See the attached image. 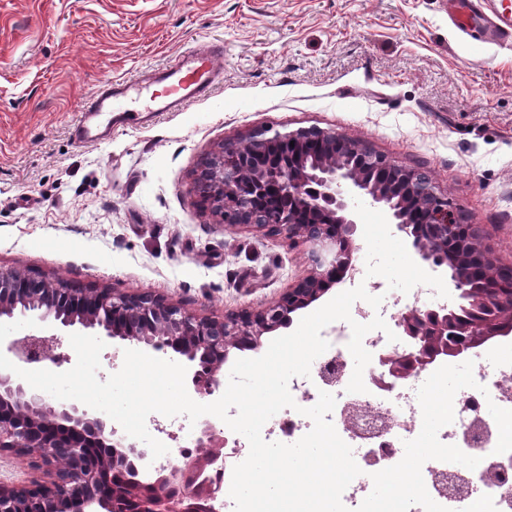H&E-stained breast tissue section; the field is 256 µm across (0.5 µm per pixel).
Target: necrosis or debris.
I'll list each match as a JSON object with an SVG mask.
<instances>
[{"instance_id": "4bbe7bcc", "label": "necrosis or debris", "mask_w": 512, "mask_h": 512, "mask_svg": "<svg viewBox=\"0 0 512 512\" xmlns=\"http://www.w3.org/2000/svg\"><path fill=\"white\" fill-rule=\"evenodd\" d=\"M351 316V322L367 323L374 314L359 307ZM351 322L343 321L323 331L329 348L319 357L315 377L316 384L333 388L336 404L326 419L350 447L356 448L355 460L368 475L367 480L352 481L344 499L358 504V512H390L387 503L374 501L371 484L381 474L380 463L401 460L407 441L415 439L430 443L435 453L413 463V477L421 493L404 512H468L475 502L481 504L482 512H512V430L487 415L492 400L512 412V396L503 394L498 386L501 379L512 377V365L476 373L452 403L439 405V426L429 434L415 426L418 376L402 383H386L372 362L363 373L365 392H347L352 376L347 348ZM289 390L296 406L283 409L276 420L263 426L265 441L292 444L311 429L306 416L299 412L312 399L307 383L292 384ZM363 404L370 405V413L360 417L356 427H345L344 413ZM490 468L498 472V479H484V471Z\"/></svg>"}]
</instances>
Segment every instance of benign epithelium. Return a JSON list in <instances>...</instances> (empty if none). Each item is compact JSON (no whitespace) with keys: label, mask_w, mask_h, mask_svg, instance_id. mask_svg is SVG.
Here are the masks:
<instances>
[{"label":"benign epithelium","mask_w":512,"mask_h":512,"mask_svg":"<svg viewBox=\"0 0 512 512\" xmlns=\"http://www.w3.org/2000/svg\"><path fill=\"white\" fill-rule=\"evenodd\" d=\"M271 141L294 142L288 163L256 164L252 155ZM272 186L288 197V207L265 216L243 205L245 186ZM201 206L237 227L271 234L302 236L314 243L312 271L286 298L297 312L356 271L355 210L369 203L385 210L389 223L404 234L420 259L435 273L448 275L453 301L403 311L398 325L410 340L382 355L393 380L403 381L448 355V337L459 336L451 358L485 346V339L512 335V298L467 287L471 261L493 278L501 264L472 224L448 209V198L425 172L396 164L358 140L318 128L252 133L238 145H219L193 179ZM463 308L489 310L482 322H461ZM279 303L241 316L216 319L193 315L162 298L75 288L56 278L19 269H0V324L38 321L55 330H85L95 336L134 342L155 352L177 354L189 366L188 385L213 394L221 385L224 363L234 351L258 350L269 333L289 322L278 317ZM142 333L131 336L124 322ZM54 335L40 330L0 344V352L18 365L48 358ZM224 430L208 419L193 436V454L155 471L154 489L141 487L138 475L148 451L128 439L111 421L74 402L57 400L26 387L21 378L0 369V452L35 455L49 480L0 486V512H216L219 489L207 472L225 463ZM68 456L55 454L58 447ZM133 473L116 481L113 474Z\"/></svg>","instance_id":"7a95c632"}]
</instances>
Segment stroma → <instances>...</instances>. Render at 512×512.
Here are the masks:
<instances>
[{
	"mask_svg": "<svg viewBox=\"0 0 512 512\" xmlns=\"http://www.w3.org/2000/svg\"><path fill=\"white\" fill-rule=\"evenodd\" d=\"M223 43L224 79L153 125L93 146L71 128L107 78ZM320 128L429 173L512 266V45L485 46L448 0H0V268L79 288L149 293L198 316L251 311L308 276L311 243L232 227L200 208L195 170L257 130ZM357 283L383 307L448 299L386 213L357 208ZM512 338L424 383L421 422Z\"/></svg>",
	"mask_w": 512,
	"mask_h": 512,
	"instance_id": "stroma-1",
	"label": "stroma"
}]
</instances>
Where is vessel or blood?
I'll use <instances>...</instances> for the list:
<instances>
[{"label":"vessel or blood","mask_w":512,"mask_h":512,"mask_svg":"<svg viewBox=\"0 0 512 512\" xmlns=\"http://www.w3.org/2000/svg\"><path fill=\"white\" fill-rule=\"evenodd\" d=\"M448 7L464 29H475L478 20H485L484 43L512 44V0H448ZM222 53V45L203 44L143 77L104 80L79 109L73 127L75 142L82 146L101 143L113 126L135 123L142 112L161 115L185 110L220 82Z\"/></svg>","instance_id":"obj_1"}]
</instances>
